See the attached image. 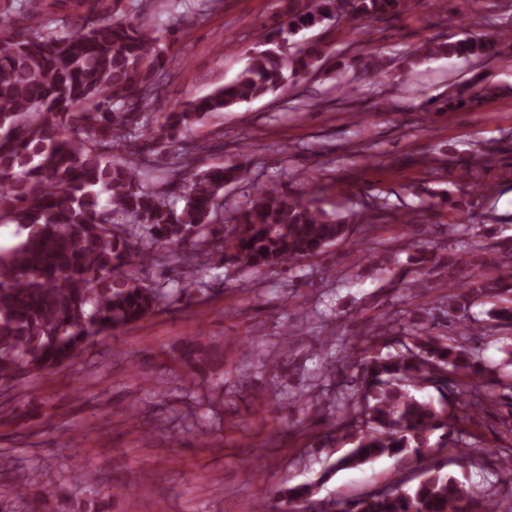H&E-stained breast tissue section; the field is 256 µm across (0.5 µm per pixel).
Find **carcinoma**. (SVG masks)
Returning <instances> with one entry per match:
<instances>
[{"mask_svg":"<svg viewBox=\"0 0 512 512\" xmlns=\"http://www.w3.org/2000/svg\"><path fill=\"white\" fill-rule=\"evenodd\" d=\"M39 0H12L0 12V224L17 226L18 240L0 247V397L30 375L74 364L90 346L160 311L162 287L136 272L176 249L188 261L206 256L250 272L279 269L319 255L350 235L343 218L289 196L275 179L253 184V198L233 225L214 224L218 200L232 184L248 182L238 159L194 172L188 149L175 152L172 172L185 186L174 209L168 192L145 183L146 157L168 147L210 112L280 88L315 67L324 52L313 46L286 56L280 40L333 18L342 0H287L288 27L267 32L238 78L206 97L170 104L158 72L174 63L165 31L109 16L110 0H93L85 13L54 21L40 18ZM406 0H351V17L368 20L397 13ZM501 39L467 33L435 42L416 59L448 55L473 67L500 55ZM475 72L457 87L455 106L483 97ZM120 152L129 157L112 161ZM401 348L387 356H362L336 375L353 400L325 434L354 447L330 463L325 475L383 456L455 448L447 401L412 394L429 385L440 392L452 376L471 379L461 400L468 417L493 401L487 370L471 348L444 341L430 327L403 326ZM442 431L438 441L435 432ZM432 465L405 493H369L344 512H467L473 491ZM52 497L15 475L12 492ZM288 512H330L307 484L276 491Z\"/></svg>","mask_w":512,"mask_h":512,"instance_id":"1","label":"carcinoma"}]
</instances>
